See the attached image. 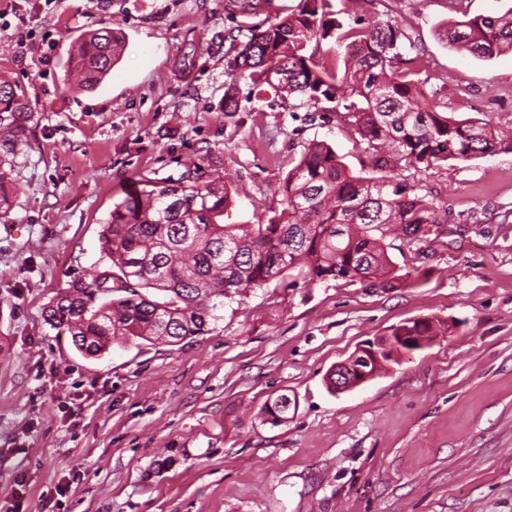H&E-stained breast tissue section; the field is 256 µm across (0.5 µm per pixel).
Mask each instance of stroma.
<instances>
[{
    "label": "stroma",
    "mask_w": 512,
    "mask_h": 512,
    "mask_svg": "<svg viewBox=\"0 0 512 512\" xmlns=\"http://www.w3.org/2000/svg\"><path fill=\"white\" fill-rule=\"evenodd\" d=\"M229 5L0 0V81L24 88L34 113L8 156L0 209V512H512V151L403 170L448 211L439 245L389 252L411 287L270 285L208 334L98 358L45 323L55 296L107 268L102 224L134 181L199 165L232 189L248 224L283 210V180L310 140L370 175L342 123L254 111L248 82L227 75ZM376 10L412 31L450 116L489 117L512 135V53L481 60L437 31L502 15L512 0ZM103 28L126 49L86 90L71 52ZM231 83L236 112L224 109ZM413 318L446 333L328 392L336 363ZM282 393L296 400L287 422H264Z\"/></svg>",
    "instance_id": "35a3bbf8"
}]
</instances>
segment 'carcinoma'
<instances>
[{
    "mask_svg": "<svg viewBox=\"0 0 512 512\" xmlns=\"http://www.w3.org/2000/svg\"><path fill=\"white\" fill-rule=\"evenodd\" d=\"M338 2L298 0L263 26L247 21L257 14L254 0H235L244 20L224 33L228 75L232 83L248 80L256 100L286 101L311 121L336 113L379 175L350 173L331 144L313 139L284 179L286 207L251 224L235 220L231 190L197 165L176 178L139 180L102 224L108 268L72 283L45 308V322L78 352L100 357L136 339L177 345L213 331L224 307L249 290L292 277L404 288L409 273L388 256V234L427 243L440 220L435 199L395 169L426 173L512 150V137L497 135L491 121L448 116L444 88L425 92L422 49L409 29L390 17L364 25L362 12L376 0ZM439 36L477 58L512 52V11L452 22ZM118 48L107 29L79 39L72 59L82 87L112 71ZM33 117L24 92L0 82V135L23 134ZM401 328L428 340L440 331L430 320ZM291 404L286 394L269 400L265 421L288 420Z\"/></svg>",
    "mask_w": 512,
    "mask_h": 512,
    "instance_id": "cac0c4a2",
    "label": "carcinoma"
}]
</instances>
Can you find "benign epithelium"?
<instances>
[{"mask_svg":"<svg viewBox=\"0 0 512 512\" xmlns=\"http://www.w3.org/2000/svg\"><path fill=\"white\" fill-rule=\"evenodd\" d=\"M424 346L417 336H379L335 365L330 375L335 382L333 390L338 394L353 390L373 379L386 366V359H396Z\"/></svg>","mask_w":512,"mask_h":512,"instance_id":"7a95c632","label":"benign epithelium"}]
</instances>
